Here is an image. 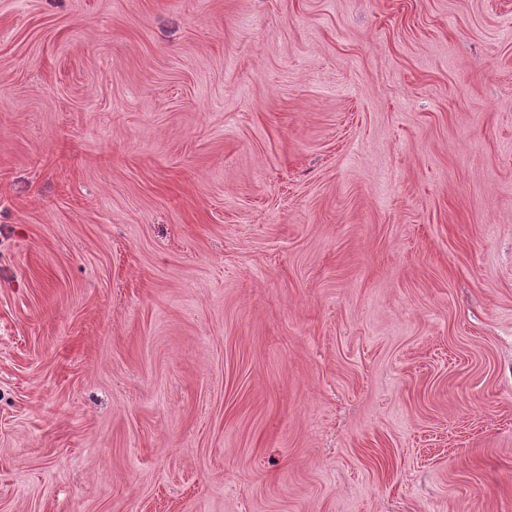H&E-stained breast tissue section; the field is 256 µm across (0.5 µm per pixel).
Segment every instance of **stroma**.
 <instances>
[{
	"instance_id": "obj_1",
	"label": "stroma",
	"mask_w": 512,
	"mask_h": 512,
	"mask_svg": "<svg viewBox=\"0 0 512 512\" xmlns=\"http://www.w3.org/2000/svg\"><path fill=\"white\" fill-rule=\"evenodd\" d=\"M0 512H512V0H0Z\"/></svg>"
}]
</instances>
